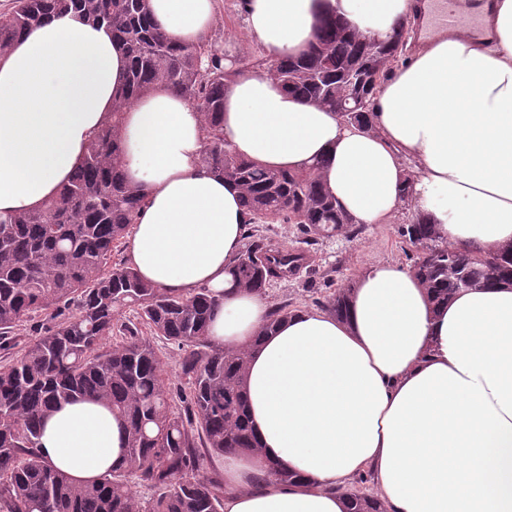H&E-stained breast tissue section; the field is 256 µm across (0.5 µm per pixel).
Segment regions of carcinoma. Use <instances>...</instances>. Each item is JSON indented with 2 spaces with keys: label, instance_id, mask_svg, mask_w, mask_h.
Returning <instances> with one entry per match:
<instances>
[{
  "label": "carcinoma",
  "instance_id": "1",
  "mask_svg": "<svg viewBox=\"0 0 512 512\" xmlns=\"http://www.w3.org/2000/svg\"><path fill=\"white\" fill-rule=\"evenodd\" d=\"M69 14L106 26L125 52L127 72L112 112L59 194L40 209L0 215V350L14 348L18 327L32 315L51 310L58 318L0 364V512H224V480L200 471L214 455L257 448L246 415L248 352L209 341L218 300L208 290L172 294L131 265L112 263L145 204L122 168V113L157 86L188 99L203 120L202 159L239 185L250 224H295L307 241L325 230L354 239L363 227L336 206L317 167L271 170L236 155L224 139V87L256 62L228 58L216 37L173 43L149 0H12L0 12V56L26 30ZM403 32L401 25L385 37L366 34L328 15L303 54L270 70L284 89L370 130L374 95L403 51ZM400 234L415 247L413 271L437 304L462 290L464 276L471 289L512 285V248L497 257L451 248L420 213ZM305 259L260 236L239 257L235 278L262 293L295 275ZM348 293L339 288L318 304L342 318ZM129 308L138 322H119ZM291 312L289 303L270 308L265 330ZM143 326L184 351L182 412L170 403L164 367L141 336ZM80 398L107 404L127 425L123 460L90 483L52 468L39 450L43 419ZM367 482L362 474L343 488L349 512H383L377 496L363 490ZM132 483L149 494L133 496Z\"/></svg>",
  "mask_w": 512,
  "mask_h": 512
}]
</instances>
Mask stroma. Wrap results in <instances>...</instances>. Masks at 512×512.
<instances>
[{"label": "stroma", "mask_w": 512, "mask_h": 512, "mask_svg": "<svg viewBox=\"0 0 512 512\" xmlns=\"http://www.w3.org/2000/svg\"><path fill=\"white\" fill-rule=\"evenodd\" d=\"M216 26L223 36L221 45L232 47L234 54L260 56L250 44L240 0H215ZM414 212L404 209L390 223L365 228L358 238L344 234L319 239L308 247L310 261L297 274L273 282L266 290L270 304L289 301L296 308L314 307L317 298L336 289L353 285L368 265L384 261L401 268H411L413 246L400 236L402 225L411 221Z\"/></svg>", "instance_id": "obj_1"}]
</instances>
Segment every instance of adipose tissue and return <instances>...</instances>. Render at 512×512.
Segmentation results:
<instances>
[{
    "instance_id": "obj_1",
    "label": "adipose tissue",
    "mask_w": 512,
    "mask_h": 512,
    "mask_svg": "<svg viewBox=\"0 0 512 512\" xmlns=\"http://www.w3.org/2000/svg\"><path fill=\"white\" fill-rule=\"evenodd\" d=\"M178 44L216 23L215 0H150ZM417 0H248L266 63L224 90V138L262 166L320 178L354 223L424 214L454 248L512 247V0H470L388 74L375 128L285 91L270 61L304 51L333 13L379 35L413 20ZM127 60L105 26L71 15L24 33L0 57V213L39 208L80 164L111 112ZM122 165L146 197L128 260L155 287L209 290L211 341L249 352L247 412L257 451L224 457V512H346L338 487L372 472L386 512H512V287L436 306L413 272L365 270L347 315L300 308L264 333L269 302L233 272L246 216L240 189L203 162L199 112L159 87L122 114ZM420 174L403 186L408 162ZM124 422L103 403L60 405L41 425L56 469L91 481L124 453ZM274 465L293 483L265 477Z\"/></svg>"
}]
</instances>
